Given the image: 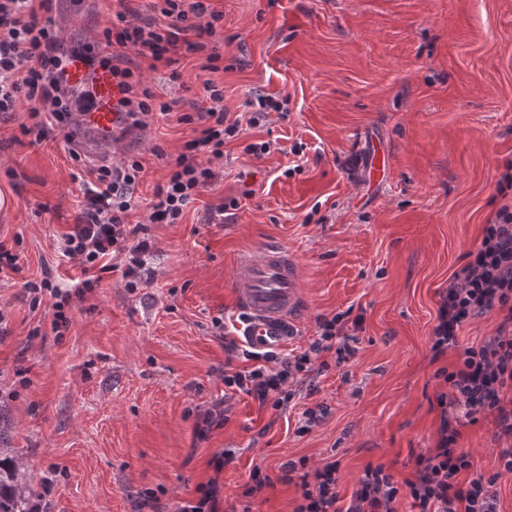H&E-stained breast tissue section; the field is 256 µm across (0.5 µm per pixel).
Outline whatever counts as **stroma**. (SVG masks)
I'll list each match as a JSON object with an SVG mask.
<instances>
[{
    "label": "stroma",
    "mask_w": 512,
    "mask_h": 512,
    "mask_svg": "<svg viewBox=\"0 0 512 512\" xmlns=\"http://www.w3.org/2000/svg\"><path fill=\"white\" fill-rule=\"evenodd\" d=\"M224 14L221 72L204 53L179 49L151 66L133 48L145 84L174 101L171 116L120 127L113 165H143L129 220L154 244L148 281L129 290L122 269L72 300L70 324L51 329L52 300L32 307L23 285L63 289L84 277L64 260L63 236L80 223L82 165L64 141L79 124L50 125L41 143L23 134L25 108L0 112V244L21 269L0 278V415L31 481L34 512H175L216 480L219 512H292L299 486L281 466L339 463L340 507L367 465L411 477L438 439L435 376L456 349L435 356L440 297L503 200L497 184L512 162V0H204ZM163 28L152 0H53L50 17L66 52L102 44L116 12ZM224 85L239 118L216 166L179 223L152 224L148 202L194 138L179 117L206 107L203 82ZM257 94L286 111L249 124ZM267 142L269 154L245 153ZM223 208L224 221L211 212ZM277 245L300 264L308 307L287 349L303 350L316 318H361L350 362L314 369L293 407L275 411L240 394L225 425L200 435L205 410L225 400L224 340L237 335L231 281L242 255ZM223 328H215V320ZM323 420L299 432L305 409ZM459 445L475 468L497 475L499 512H512L493 416L460 423ZM229 451L233 463L214 471ZM272 485L242 491L253 469ZM155 491L156 508L142 506Z\"/></svg>",
    "instance_id": "obj_1"
}]
</instances>
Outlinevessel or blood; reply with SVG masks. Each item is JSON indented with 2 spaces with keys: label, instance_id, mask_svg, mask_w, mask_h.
<instances>
[{
  "label": "vessel or blood",
  "instance_id": "b4317fda",
  "mask_svg": "<svg viewBox=\"0 0 512 512\" xmlns=\"http://www.w3.org/2000/svg\"><path fill=\"white\" fill-rule=\"evenodd\" d=\"M70 84L84 88L92 105L79 119L90 133L87 152L108 155V142L122 115L116 107L120 97L117 81L110 68L89 70L81 59H71ZM232 286L244 321L239 327L240 341L255 351L283 346L306 302L298 261L280 247H265L238 263Z\"/></svg>",
  "mask_w": 512,
  "mask_h": 512
}]
</instances>
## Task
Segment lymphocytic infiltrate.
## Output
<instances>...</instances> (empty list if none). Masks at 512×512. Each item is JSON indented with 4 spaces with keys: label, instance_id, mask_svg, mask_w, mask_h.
Listing matches in <instances>:
<instances>
[{
    "label": "lymphocytic infiltrate",
    "instance_id": "obj_1",
    "mask_svg": "<svg viewBox=\"0 0 512 512\" xmlns=\"http://www.w3.org/2000/svg\"><path fill=\"white\" fill-rule=\"evenodd\" d=\"M51 2L0 0V112L26 106L30 123L23 131L38 138L48 122L62 123L72 116L77 100L66 81L69 59L57 29L45 15ZM158 8L168 20L167 28L135 25L119 12L111 27L105 28V40L134 47L138 56L161 62L177 50L182 23L195 16L200 20L195 27L197 40L189 48L207 51V71L218 72L221 54L209 41L217 34L223 12L206 10L202 0H160ZM112 73L122 93L119 109L134 125L170 114V102L144 86L131 68L116 66ZM204 89L208 107L179 117L182 123L199 124L200 131L176 158L167 181L155 186L150 223H177L194 196L218 180L220 173L210 167V160L223 158L225 141L240 133L238 122L229 120L224 110L223 87L211 78L205 80ZM142 170L136 159L115 168L103 164L91 169L83 220L64 238V256L85 268L96 267L107 257L121 259L131 289L140 285L141 271L152 251L142 225L127 220L136 206L134 191ZM97 285V279L89 278L71 292L44 279L26 282L25 289L35 307L44 297L53 298L52 324L59 329L69 324L65 309L72 298L85 297ZM493 311L503 313L505 329L461 349L452 368L437 372L447 387L437 397L439 438L431 452L416 457L413 478L398 481L384 465L367 466L349 506L341 509L337 506L336 462L310 473L306 459L289 461L283 466V479H299L301 489L293 512H398L397 504L403 498L411 499L418 512H498L496 476L475 472L472 456L458 446L460 433L450 417L460 411L474 424L484 415H493L498 436L512 439V203L501 206L494 220L484 226L480 242L442 294L433 336L435 353L441 355L456 346L457 332L467 320ZM224 350L246 361L242 368L225 365V388L275 410L292 402L298 375L311 372L315 359L332 352L342 364L356 352L344 334L340 313L319 317L316 337L294 355L244 350L233 339L225 341ZM464 473L469 476L465 483L460 480Z\"/></svg>",
    "mask_w": 512,
    "mask_h": 512
}]
</instances>
